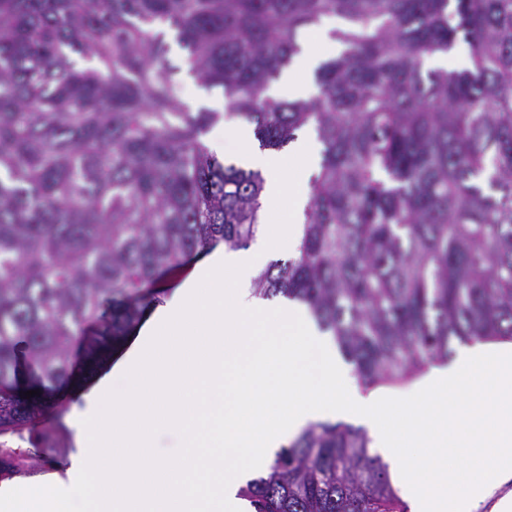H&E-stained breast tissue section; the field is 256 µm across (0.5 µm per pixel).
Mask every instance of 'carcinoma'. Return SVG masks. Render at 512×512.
Returning <instances> with one entry per match:
<instances>
[{
  "label": "carcinoma",
  "instance_id": "cac0c4a2",
  "mask_svg": "<svg viewBox=\"0 0 512 512\" xmlns=\"http://www.w3.org/2000/svg\"><path fill=\"white\" fill-rule=\"evenodd\" d=\"M336 16L317 94L270 96ZM169 32L261 148L307 127L322 144L298 251L255 295L304 303L366 387L512 340V0H0V434L92 378L163 276L256 236L266 179L206 146L224 113L175 94ZM460 41L466 70L424 68ZM369 443L313 423L244 495L407 512Z\"/></svg>",
  "mask_w": 512,
  "mask_h": 512
}]
</instances>
